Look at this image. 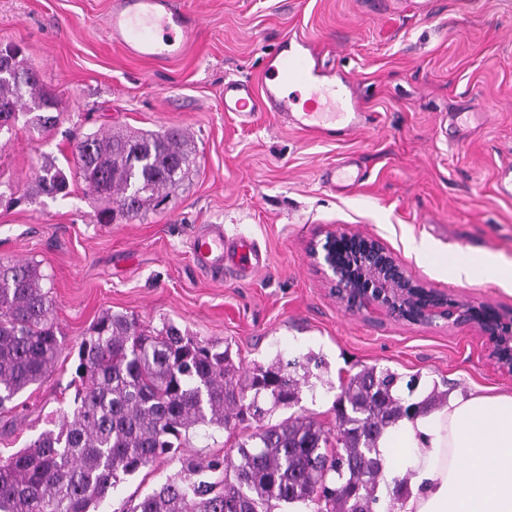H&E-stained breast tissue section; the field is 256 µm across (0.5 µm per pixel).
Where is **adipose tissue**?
<instances>
[{"mask_svg":"<svg viewBox=\"0 0 512 512\" xmlns=\"http://www.w3.org/2000/svg\"><path fill=\"white\" fill-rule=\"evenodd\" d=\"M386 476L410 477L395 512H512V396L449 398L379 442Z\"/></svg>","mask_w":512,"mask_h":512,"instance_id":"1","label":"adipose tissue"}]
</instances>
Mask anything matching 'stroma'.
<instances>
[{"label":"stroma","mask_w":512,"mask_h":512,"mask_svg":"<svg viewBox=\"0 0 512 512\" xmlns=\"http://www.w3.org/2000/svg\"><path fill=\"white\" fill-rule=\"evenodd\" d=\"M184 2L199 14L195 40L148 61L112 42L111 0H0V47L19 46L59 101L49 131L21 120L0 134V185L20 199L0 204V263L39 265L63 342L49 377L0 412V459L73 411L78 347L106 313L146 329L174 322L247 368L320 358L299 407L328 430L340 383L365 365L398 373L399 395L416 401L435 388L512 396V373L476 327L348 311L309 255L332 229L372 235L430 287L512 315V194L497 186L512 166V0ZM291 36L314 41L333 80L353 84L364 128L325 138L272 112L248 124L225 112V82L260 87L267 57ZM170 126L189 131L196 164L147 218L98 223L78 178L65 196L36 190L40 167L65 165L88 133ZM343 161L365 177L330 190L322 172ZM202 224L256 240L266 268L250 279L198 268L190 241ZM483 255L502 277H456L457 259ZM179 467L159 457L109 491L103 512Z\"/></svg>","instance_id":"stroma-1"}]
</instances>
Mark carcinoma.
Returning <instances> with one entry per match:
<instances>
[{"mask_svg":"<svg viewBox=\"0 0 512 512\" xmlns=\"http://www.w3.org/2000/svg\"><path fill=\"white\" fill-rule=\"evenodd\" d=\"M23 106L40 134L57 122L58 100L33 73L0 75V131L11 129ZM74 158L66 170L42 166L38 190L64 193L68 173L75 174L103 203L99 224L145 218L195 164L181 128L98 131L77 142ZM42 280L33 262L0 264V410L14 408L61 352ZM298 366L277 358L243 368L219 343L171 322L146 331L125 315L106 314L78 348L72 415L0 463V512H92L126 477L176 455L198 428L241 429L236 459L181 458L176 475L119 512H274L281 505L375 512L386 470L379 439L402 417L443 405L448 394L434 388L405 406L395 373L364 366L340 385L336 435L303 413L265 421L300 403L302 382L291 373ZM216 471L224 474L218 483L210 481ZM392 483L387 512L409 493L407 478Z\"/></svg>","mask_w":512,"mask_h":512,"instance_id":"carcinoma-1","label":"carcinoma"}]
</instances>
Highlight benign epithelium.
<instances>
[{"label":"benign epithelium","mask_w":512,"mask_h":512,"mask_svg":"<svg viewBox=\"0 0 512 512\" xmlns=\"http://www.w3.org/2000/svg\"><path fill=\"white\" fill-rule=\"evenodd\" d=\"M317 268L347 310L379 307L412 324L442 318L476 326L491 344L490 356L512 372V318L488 303L456 299L414 278L376 238L331 232L322 250L311 248Z\"/></svg>","instance_id":"benign-epithelium-1"}]
</instances>
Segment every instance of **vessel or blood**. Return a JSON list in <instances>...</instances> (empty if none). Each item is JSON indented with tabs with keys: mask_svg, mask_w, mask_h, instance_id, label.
Wrapping results in <instances>:
<instances>
[{
	"mask_svg": "<svg viewBox=\"0 0 512 512\" xmlns=\"http://www.w3.org/2000/svg\"><path fill=\"white\" fill-rule=\"evenodd\" d=\"M107 28L115 43L131 55L152 60L179 54L195 31V19L179 0H112ZM224 109L241 121L251 120L257 110L278 113L306 131L351 132L363 125L348 96L347 84L332 80L322 67L311 41L289 40L273 55L260 88L229 82L224 86ZM363 179L361 170L342 162L328 168L323 180L329 188L354 186ZM194 262L214 275L226 265L252 275L266 267L268 258L256 243L229 238L221 226L210 224L191 241Z\"/></svg>",
	"mask_w": 512,
	"mask_h": 512,
	"instance_id": "b4317fda",
	"label": "vessel or blood"
}]
</instances>
